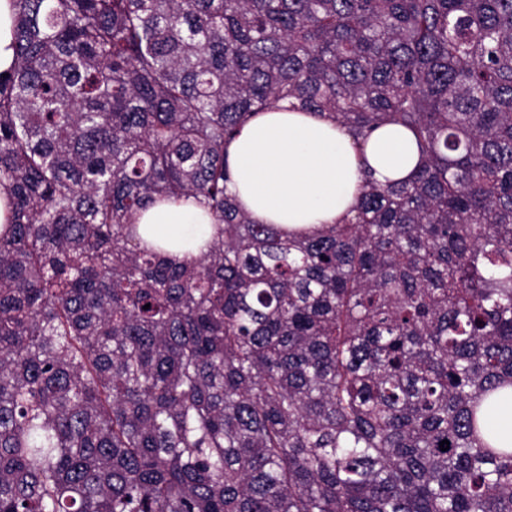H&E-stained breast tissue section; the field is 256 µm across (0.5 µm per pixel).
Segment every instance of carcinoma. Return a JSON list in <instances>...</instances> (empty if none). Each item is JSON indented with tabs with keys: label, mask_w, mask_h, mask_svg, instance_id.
Listing matches in <instances>:
<instances>
[{
	"label": "carcinoma",
	"mask_w": 512,
	"mask_h": 512,
	"mask_svg": "<svg viewBox=\"0 0 512 512\" xmlns=\"http://www.w3.org/2000/svg\"><path fill=\"white\" fill-rule=\"evenodd\" d=\"M13 4L0 512H512V0ZM285 99L423 163L255 224L224 144ZM191 195L180 263L134 216ZM510 391V400L505 401L490 410V418L498 428V435L501 437L505 446L512 447V389Z\"/></svg>",
	"instance_id": "1"
}]
</instances>
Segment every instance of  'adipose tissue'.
<instances>
[{"mask_svg": "<svg viewBox=\"0 0 512 512\" xmlns=\"http://www.w3.org/2000/svg\"><path fill=\"white\" fill-rule=\"evenodd\" d=\"M227 191L257 224H273L304 236L353 213L363 173L382 184L407 179L422 163L415 137L396 124L383 125L359 145L335 121L287 104L247 121L224 149ZM141 238L177 258L206 251L217 227L194 198L165 200L137 217Z\"/></svg>", "mask_w": 512, "mask_h": 512, "instance_id": "adipose-tissue-1", "label": "adipose tissue"}]
</instances>
